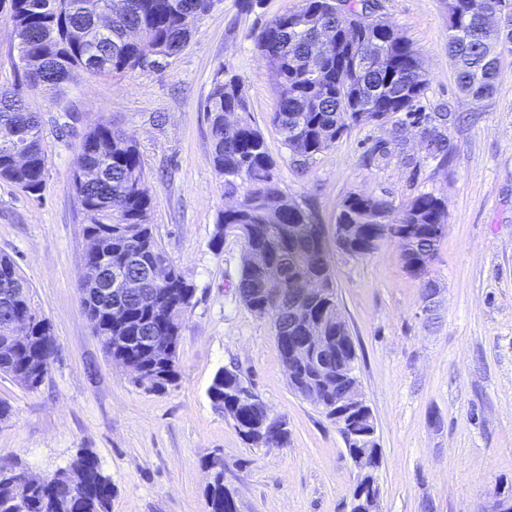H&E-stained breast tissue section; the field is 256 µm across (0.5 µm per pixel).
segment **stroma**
I'll list each match as a JSON object with an SVG mask.
<instances>
[{
	"mask_svg": "<svg viewBox=\"0 0 512 512\" xmlns=\"http://www.w3.org/2000/svg\"><path fill=\"white\" fill-rule=\"evenodd\" d=\"M215 0L189 44L158 65L102 81L81 76L67 96L32 92L48 155L40 199L0 178V253L11 256L49 319L58 351L41 386L0 374V467L41 477L81 451L112 479V512H206L209 456L224 463L238 512H349L357 470L336 426L289 385L272 317L235 291L244 243L212 237L235 202L211 161L204 110L219 66L241 79L281 187L334 229L343 200L360 193L394 207L431 192L447 203V230L431 264L442 288L435 324L397 239L369 256L330 248L337 304L357 352L356 374L376 421L378 512H491L512 496V43L497 48L500 78L482 102L459 93L448 60L447 0H374L420 53L428 86L419 112L442 124L454 150L430 157L419 126L350 129L306 166L294 165L267 124L276 107L268 62L253 36L300 0ZM81 116L59 138L68 112ZM118 124L136 141L152 199L154 234L195 286L180 338L178 378L155 393L114 364L82 310L78 283L89 246L69 174L85 128ZM238 372L288 441L257 447L238 435L207 389L217 369Z\"/></svg>",
	"mask_w": 512,
	"mask_h": 512,
	"instance_id": "1",
	"label": "stroma"
}]
</instances>
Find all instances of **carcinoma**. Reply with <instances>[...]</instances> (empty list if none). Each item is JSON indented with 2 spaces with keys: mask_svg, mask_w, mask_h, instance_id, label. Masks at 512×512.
I'll list each match as a JSON object with an SVG mask.
<instances>
[{
  "mask_svg": "<svg viewBox=\"0 0 512 512\" xmlns=\"http://www.w3.org/2000/svg\"><path fill=\"white\" fill-rule=\"evenodd\" d=\"M215 0H0L14 23L19 50L27 63L20 79L0 85V178L17 185L31 197H40L45 185L48 157L44 148L42 117L31 109L30 92L48 87L59 91L80 74L109 80L142 67L147 55L169 57L190 40L194 25L210 11ZM512 13V0H448V13L457 22L448 25V58L454 68L458 90L473 101L493 94L499 79L496 47L512 40V18L498 27L485 17L495 8ZM351 18V28H338L342 14ZM330 30L327 53L310 55V43L318 28ZM257 50L266 57L276 108L269 123L278 130L292 161L303 166L328 150L344 133L359 125L383 122L405 113L422 123L415 106L427 85V72L420 55L391 21L374 16L368 0H301L297 9L267 21L255 35ZM386 51V61L355 78L344 61L354 54ZM248 112L237 81H224V66L214 73L205 112L210 122L212 166L224 178L228 192L246 186L243 205L223 210L216 222L212 243L220 245L228 226L234 225L244 249H260L268 264L260 270L242 261L236 284L239 299L255 314L264 315L269 289L288 294L289 280L307 273L322 280L324 293L306 299L308 322L280 320L287 336H301L302 329L324 322L325 349L314 357L287 356V340L276 341L288 375L315 383L321 399L331 405L344 397L357 382L350 366L357 355L348 325L336 319V289L329 263L323 224L311 209L301 207L280 186L276 161L261 132L251 123L235 133L224 126V114ZM422 138L428 154L446 160L450 141L436 126H425ZM28 154L27 162L12 163L17 144ZM87 167L99 176L81 180ZM70 185L86 220L85 231L112 230L98 237V249L112 266L155 291L151 307H142L135 297L125 301L127 317L114 320L104 311L100 297L80 282L82 307L96 335L114 359L138 363L160 375L147 389L162 392L178 377V350L166 351L144 342V337L181 336L183 317L190 307L195 287L180 271L157 285L149 271L168 258L150 224L151 197L145 187L141 153L137 145L112 125H97L81 136L73 163ZM447 221L445 201L431 192L420 193L395 209L376 196H347L336 218L338 238L361 247L364 257L381 239L396 237L406 229L403 261L408 272L431 287V264L442 234L435 225ZM33 320L36 338L25 345L9 341V325L16 319ZM53 335L50 322L35 304L30 286L17 263L0 255V373L9 375L29 390L44 381H27L32 364L48 361L56 349L46 347ZM237 374L221 367L207 394L214 407L228 410L225 388ZM264 412L254 393L230 413L241 438H246L252 420ZM346 445L360 439L365 426L360 419L337 426ZM233 492L224 485V470L205 489L208 512H225L224 500ZM0 512H112V480L99 468L95 455L80 451L47 483L31 484L15 471L0 469Z\"/></svg>",
  "mask_w": 512,
  "mask_h": 512,
  "instance_id": "cac0c4a2",
  "label": "carcinoma"
}]
</instances>
